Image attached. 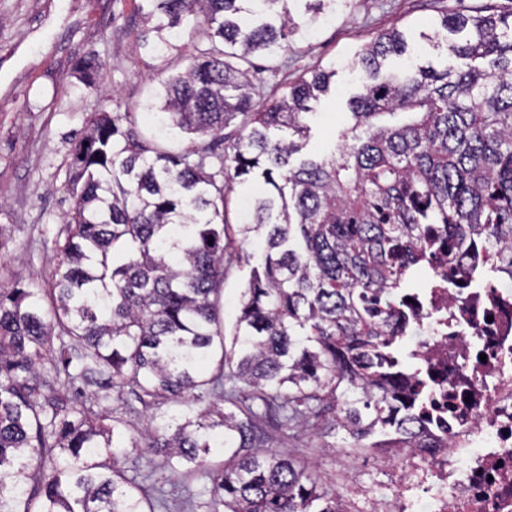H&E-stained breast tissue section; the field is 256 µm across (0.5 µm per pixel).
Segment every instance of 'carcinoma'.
I'll list each match as a JSON object with an SVG mask.
<instances>
[{"mask_svg":"<svg viewBox=\"0 0 512 512\" xmlns=\"http://www.w3.org/2000/svg\"><path fill=\"white\" fill-rule=\"evenodd\" d=\"M349 0H142L139 40L162 57L203 25L185 71L159 83L158 125L185 134L166 152L140 136L136 113L103 108L71 150L72 206L57 235L49 293L19 278L0 287V512H166L151 475L129 477L126 449L153 469L203 471L211 512H338L336 490L272 449L263 420L304 426L334 412L360 451L424 448L406 390L390 368L406 320L394 301L441 241L489 246L493 273H512V11H443L419 38L465 68L410 62L385 75L408 36L384 31L355 53L359 92L337 150L300 158L312 103L333 67L317 66L257 107L252 57L281 59L303 24ZM232 133H224L231 123ZM236 233L262 260L241 295L230 343L221 286ZM59 360L112 390L107 417L41 370ZM221 355L215 357V344ZM154 408L149 428L124 392ZM224 395V408L169 414L164 405ZM224 459L210 467L214 452Z\"/></svg>","mask_w":512,"mask_h":512,"instance_id":"obj_1","label":"carcinoma"}]
</instances>
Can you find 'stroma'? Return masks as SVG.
<instances>
[{"label": "stroma", "mask_w": 512, "mask_h": 512, "mask_svg": "<svg viewBox=\"0 0 512 512\" xmlns=\"http://www.w3.org/2000/svg\"><path fill=\"white\" fill-rule=\"evenodd\" d=\"M140 0H0V284L21 278L34 288L50 287L59 256L58 226L72 201L65 191L76 134L91 113L119 103L135 112L146 140L162 141L180 152L184 136L159 138L147 106L154 100L158 73L184 71L186 56H154L137 39L143 22ZM512 9V0H353L350 8L313 23L288 50V76L297 78L315 66H335L330 91L314 103L306 122L311 128L306 151L334 149L350 122L347 99L360 86L358 75L344 69L377 33L397 28L409 35L410 49L421 62L460 67L446 51L420 43L418 33L439 11L466 12L485 4ZM96 54L94 87H85L76 69ZM238 265L227 272L222 295L224 333L232 335L239 301L261 254L242 245ZM344 430L315 420L304 433L274 432L275 449L328 478L338 463L328 444L343 445ZM154 480L168 495V512H208L210 480L201 473L158 470Z\"/></svg>", "instance_id": "1"}]
</instances>
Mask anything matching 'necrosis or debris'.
Masks as SVG:
<instances>
[{
  "label": "necrosis or debris",
  "mask_w": 512,
  "mask_h": 512,
  "mask_svg": "<svg viewBox=\"0 0 512 512\" xmlns=\"http://www.w3.org/2000/svg\"><path fill=\"white\" fill-rule=\"evenodd\" d=\"M487 259L479 243L461 251L456 264L471 285L458 288L437 250L435 282L400 302L413 326L411 388L425 445L388 450L385 494L345 455L335 478L340 512H512V292L507 276L485 278Z\"/></svg>",
  "instance_id": "necrosis-or-debris-1"
}]
</instances>
